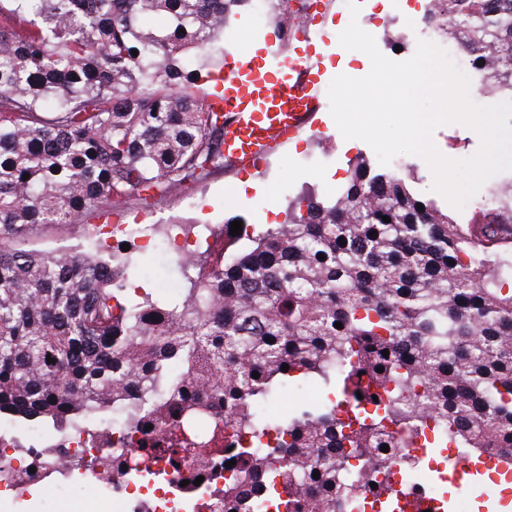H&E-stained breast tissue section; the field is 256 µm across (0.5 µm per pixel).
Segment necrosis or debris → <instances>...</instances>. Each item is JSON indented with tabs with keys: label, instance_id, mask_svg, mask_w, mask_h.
<instances>
[{
	"label": "necrosis or debris",
	"instance_id": "1",
	"mask_svg": "<svg viewBox=\"0 0 512 512\" xmlns=\"http://www.w3.org/2000/svg\"><path fill=\"white\" fill-rule=\"evenodd\" d=\"M102 427L110 429L115 448H122L124 434L108 419L91 418L66 433L0 421V512H44V500L37 493L42 486L57 494L88 487L86 463L98 454L95 435ZM16 439L22 440V447H13ZM394 442L387 469L389 483L397 487L409 482L416 490L434 494L428 474L433 463L426 458L421 439L398 432ZM249 445V440H242L207 460L198 486L180 485L165 474L148 481L122 478L107 482L104 491L94 494L89 512H194L211 488L223 487L231 475L228 461ZM30 467L38 474L36 482L17 484L14 471Z\"/></svg>",
	"mask_w": 512,
	"mask_h": 512
}]
</instances>
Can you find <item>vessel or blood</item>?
I'll return each instance as SVG.
<instances>
[{"label": "vessel or blood", "instance_id": "b4317fda", "mask_svg": "<svg viewBox=\"0 0 512 512\" xmlns=\"http://www.w3.org/2000/svg\"><path fill=\"white\" fill-rule=\"evenodd\" d=\"M324 28L314 33L293 26L288 42L267 48L264 67L246 56L224 55V95L210 102L224 110V161L229 168H254L276 146L317 129L324 81L319 48Z\"/></svg>", "mask_w": 512, "mask_h": 512}]
</instances>
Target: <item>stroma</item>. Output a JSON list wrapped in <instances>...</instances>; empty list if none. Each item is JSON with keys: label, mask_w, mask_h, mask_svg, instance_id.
Segmentation results:
<instances>
[{"label": "stroma", "mask_w": 512, "mask_h": 512, "mask_svg": "<svg viewBox=\"0 0 512 512\" xmlns=\"http://www.w3.org/2000/svg\"><path fill=\"white\" fill-rule=\"evenodd\" d=\"M430 0H378L374 12L360 10L351 16L346 0H326L324 24L328 31L357 21L371 34L387 57L402 61L415 52L413 36L422 23ZM277 33L272 15L256 19L252 10L241 9L224 28V47L239 53H253L255 64H263L265 47ZM327 78L344 74L360 78L368 74L371 62L366 54L329 44L324 52ZM318 135L303 134L275 149L259 169L249 172L213 171L203 182L189 185L184 192L158 194L148 203L130 202L124 221L145 220L149 224L224 225L240 217L262 231L288 220L291 204L313 194L331 197L344 184L351 168L363 163L378 167L372 148L358 139H344L329 109L320 113ZM439 151L455 159L474 154L479 137L471 129L448 124L434 133ZM101 223L97 215H87L79 224L40 227L20 241L23 249L46 252H78L95 237ZM139 280L150 288L163 282H181L183 265L159 240L141 239L137 248Z\"/></svg>", "instance_id": "obj_1"}]
</instances>
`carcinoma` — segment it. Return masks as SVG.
<instances>
[{"label":"carcinoma","mask_w":512,"mask_h":512,"mask_svg":"<svg viewBox=\"0 0 512 512\" xmlns=\"http://www.w3.org/2000/svg\"><path fill=\"white\" fill-rule=\"evenodd\" d=\"M246 2L0 0V417L64 432L119 411L138 452L97 436L107 450L87 466L105 479L156 455L192 474L247 435L256 450L214 491L220 512H366L355 488L377 482L401 430L512 459V240L494 229L509 202L465 226L359 164L334 199L187 256L172 294H129L137 258L119 246L106 260L13 246L224 166V109L206 97ZM432 2L429 25L512 96V0ZM301 384L321 402L261 411ZM399 495L379 485L377 512H402Z\"/></svg>","instance_id":"cac0c4a2"}]
</instances>
